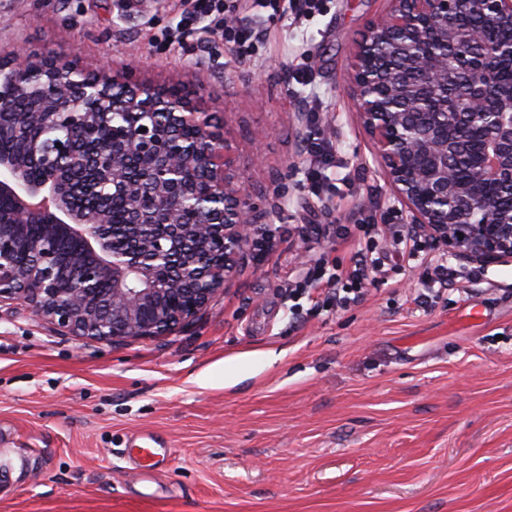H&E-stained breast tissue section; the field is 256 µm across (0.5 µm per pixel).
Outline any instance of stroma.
I'll return each instance as SVG.
<instances>
[{"label": "stroma", "mask_w": 512, "mask_h": 512, "mask_svg": "<svg viewBox=\"0 0 512 512\" xmlns=\"http://www.w3.org/2000/svg\"><path fill=\"white\" fill-rule=\"evenodd\" d=\"M389 7L320 0L296 23L264 10L238 58L200 30L162 41L184 0H0V59L56 52L214 112L230 175L275 231L164 336L100 342L0 300V512H512V262L471 282V262L426 247L462 278L425 305L427 264L395 256L343 309L288 296L353 264L358 219L390 221L347 94L353 48ZM316 125L332 158L314 192ZM136 437L166 449L159 470L127 459Z\"/></svg>", "instance_id": "stroma-1"}]
</instances>
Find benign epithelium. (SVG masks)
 <instances>
[{
	"instance_id": "benign-epithelium-1",
	"label": "benign epithelium",
	"mask_w": 512,
	"mask_h": 512,
	"mask_svg": "<svg viewBox=\"0 0 512 512\" xmlns=\"http://www.w3.org/2000/svg\"><path fill=\"white\" fill-rule=\"evenodd\" d=\"M464 11L512 30V0H390L355 44L350 94L408 223L434 248L488 266L512 261V209L496 205L512 192V85L485 80L504 47L478 30L461 32ZM0 69V137L24 139L39 117L91 143L82 155L69 136L0 152V202L8 203L0 209V298L100 342L163 336L223 292L248 247L272 242L270 213L228 176L232 142L187 96L104 72L86 80L54 53L20 49ZM18 96L32 102L29 111L13 109ZM111 112L129 124L101 140ZM186 128L195 131L187 144ZM195 166L210 176L204 203L189 178ZM80 189L130 197L128 249L112 247L106 211L74 206ZM22 224L42 227L41 240L26 245L34 255L26 266L16 262ZM59 235L83 245L68 266L57 259ZM103 281L112 285L104 295Z\"/></svg>"
}]
</instances>
